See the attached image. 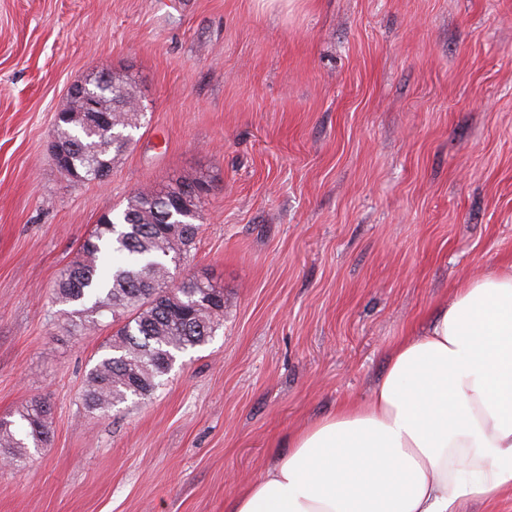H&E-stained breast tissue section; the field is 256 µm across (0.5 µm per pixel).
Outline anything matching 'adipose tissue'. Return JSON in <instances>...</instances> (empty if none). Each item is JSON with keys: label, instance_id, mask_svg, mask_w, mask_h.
I'll list each match as a JSON object with an SVG mask.
<instances>
[{"label": "adipose tissue", "instance_id": "adipose-tissue-1", "mask_svg": "<svg viewBox=\"0 0 512 512\" xmlns=\"http://www.w3.org/2000/svg\"><path fill=\"white\" fill-rule=\"evenodd\" d=\"M512 488V266L401 338L360 403L290 434L224 512H458Z\"/></svg>", "mask_w": 512, "mask_h": 512}]
</instances>
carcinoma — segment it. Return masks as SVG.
<instances>
[{"instance_id":"carcinoma-1","label":"carcinoma","mask_w":512,"mask_h":512,"mask_svg":"<svg viewBox=\"0 0 512 512\" xmlns=\"http://www.w3.org/2000/svg\"><path fill=\"white\" fill-rule=\"evenodd\" d=\"M139 98L117 78L112 85V111L104 113L108 129L72 127L64 113L55 132L71 149L55 162L59 172L76 181H102L111 157L126 151L140 117ZM180 176L160 189L136 191L118 220L102 216L84 239L78 256L60 272L53 286L56 303L69 307L70 326L78 332L96 328L109 313L117 329L107 352L85 380L83 404L108 414L130 398L144 400L170 372V360L206 343L220 324L224 307L212 305L216 288L195 275L174 282L170 265H181L196 244L199 225L192 212L179 209L181 187L194 182ZM0 419V454L20 468L27 449L50 441V407L34 400Z\"/></svg>"}]
</instances>
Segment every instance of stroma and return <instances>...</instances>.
Returning <instances> with one entry per match:
<instances>
[{"label": "stroma", "mask_w": 512, "mask_h": 512, "mask_svg": "<svg viewBox=\"0 0 512 512\" xmlns=\"http://www.w3.org/2000/svg\"><path fill=\"white\" fill-rule=\"evenodd\" d=\"M143 108L104 184L50 156L68 86ZM211 192L181 273L224 291L208 343L103 417L112 334L51 289L101 214L183 172ZM512 264V0H0V417L52 408L0 464V512H224L271 445L366 398L453 288ZM18 419L12 416L0 419V453L9 457L15 468L25 465L27 449L44 448L50 441V407L43 401L34 400L17 411ZM6 420V421H5ZM23 425V435L17 434L16 425Z\"/></svg>", "instance_id": "stroma-1"}]
</instances>
